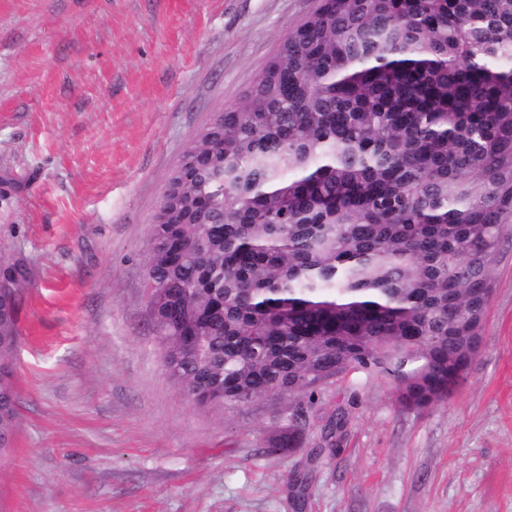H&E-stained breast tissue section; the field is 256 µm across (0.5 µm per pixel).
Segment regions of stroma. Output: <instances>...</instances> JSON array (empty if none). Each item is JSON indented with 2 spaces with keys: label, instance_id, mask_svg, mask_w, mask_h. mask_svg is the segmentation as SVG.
I'll use <instances>...</instances> for the list:
<instances>
[{
  "label": "stroma",
  "instance_id": "1",
  "mask_svg": "<svg viewBox=\"0 0 512 512\" xmlns=\"http://www.w3.org/2000/svg\"><path fill=\"white\" fill-rule=\"evenodd\" d=\"M314 4L0 0V258L29 270L0 512H512V224L447 401L406 408L390 380L353 371L311 402L215 411L164 366L145 286L154 216L194 136ZM296 414L301 447L266 455Z\"/></svg>",
  "mask_w": 512,
  "mask_h": 512
}]
</instances>
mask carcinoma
<instances>
[{"instance_id":"carcinoma-1","label":"carcinoma","mask_w":512,"mask_h":512,"mask_svg":"<svg viewBox=\"0 0 512 512\" xmlns=\"http://www.w3.org/2000/svg\"><path fill=\"white\" fill-rule=\"evenodd\" d=\"M221 115L147 257L173 382L222 410L350 370L408 408L447 400L512 224V0H316ZM18 340L3 298L0 347ZM299 440L274 429L264 452Z\"/></svg>"}]
</instances>
